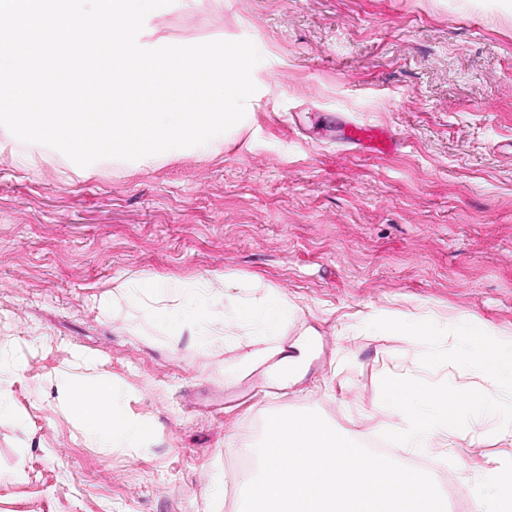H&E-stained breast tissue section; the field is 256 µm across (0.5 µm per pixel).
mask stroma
Returning a JSON list of instances; mask_svg holds the SVG:
<instances>
[{"mask_svg": "<svg viewBox=\"0 0 512 512\" xmlns=\"http://www.w3.org/2000/svg\"><path fill=\"white\" fill-rule=\"evenodd\" d=\"M145 43L251 40L257 96L215 149L172 150L140 170L36 169L0 127V512H240L256 466L228 486L238 448L268 415L314 411L349 438L397 427L380 410L391 373L484 388L423 346L367 329L383 316L466 317L512 338V0H175ZM322 113L396 133L375 155L324 139ZM237 279L225 311L274 295L279 335L244 331L199 348L119 286ZM318 336L300 383L272 382L245 353ZM87 377L145 422L99 448L67 390ZM497 415L470 421L429 461L459 475L446 512H473L472 476L512 457ZM478 441L480 457L468 451Z\"/></svg>", "mask_w": 512, "mask_h": 512, "instance_id": "obj_1", "label": "stroma"}]
</instances>
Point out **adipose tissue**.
I'll return each mask as SVG.
<instances>
[{"label": "adipose tissue", "instance_id": "1", "mask_svg": "<svg viewBox=\"0 0 512 512\" xmlns=\"http://www.w3.org/2000/svg\"><path fill=\"white\" fill-rule=\"evenodd\" d=\"M229 278L198 282L157 281L146 276L126 280L122 292L127 299L150 306L151 314L160 316L170 335H181L194 328L199 347H207L213 340L238 335L246 324L257 326L262 335H278L287 321L291 306L287 300L271 296L243 313L224 315L216 308L224 298L226 288L232 287ZM174 296L196 297L195 305L168 309L155 305L156 292ZM72 409L88 420L89 437L108 448L140 440L147 432L144 423L129 419L121 412V397L111 386L88 379L69 390ZM487 490L475 498L476 512H512V461L504 463L485 477Z\"/></svg>", "mask_w": 512, "mask_h": 512}]
</instances>
